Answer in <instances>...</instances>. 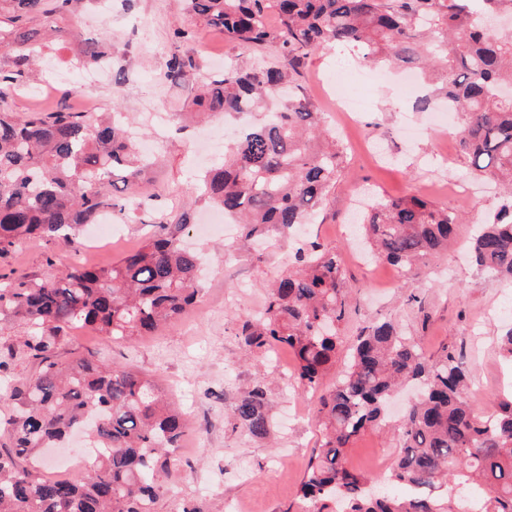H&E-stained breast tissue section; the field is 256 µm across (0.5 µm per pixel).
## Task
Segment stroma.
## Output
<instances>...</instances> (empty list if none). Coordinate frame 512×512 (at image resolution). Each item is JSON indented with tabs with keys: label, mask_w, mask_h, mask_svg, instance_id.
<instances>
[{
	"label": "stroma",
	"mask_w": 512,
	"mask_h": 512,
	"mask_svg": "<svg viewBox=\"0 0 512 512\" xmlns=\"http://www.w3.org/2000/svg\"><path fill=\"white\" fill-rule=\"evenodd\" d=\"M24 25L47 38L39 62L8 87V108L19 115L44 103L86 111V104L68 95L84 76L77 61L103 29H111L106 81L90 87L89 94L98 99L100 111L119 107L139 139L156 140L158 161L136 177L115 179L110 192L127 204L125 215L112 219L118 237L94 241L82 233L72 240L27 241L0 255V278L16 284L42 277L51 266L61 272L79 263L111 265L154 234L159 218L183 214L189 222L183 241L209 266L200 299L181 323L130 343L75 330L59 350L64 362L72 353L91 350L156 376L188 416L182 453L161 479L160 512H181L189 501L198 502L204 512H231L238 500L243 512H282L293 501L320 444L318 396L296 388L294 359L287 349L244 355L237 330L241 320L262 310L265 283L287 268L301 241L315 239L335 251L353 288L351 310L339 331L342 346H349L362 327L391 318L415 337L426 356L446 349L463 355L472 372L470 397L478 412L492 410L499 395L512 391V360L499 349L500 336L512 326V283L477 273L468 256L476 225L498 198L460 153L458 124L435 126L429 113L416 110L420 88L404 93L391 80L354 81L353 58L334 48L312 55L301 82L328 128L343 130L347 157L341 180L319 204L303 235L289 239L267 228L228 262L223 231L201 235L195 229L209 205L199 188L202 173L190 145L212 126L222 125L223 143L211 159L212 165L221 164L224 143L237 136L236 121L217 113L187 125L182 115L193 108L201 76L216 74L213 56L249 58L252 50L225 38L221 29L195 23L175 0H73L61 14L27 15ZM180 26L195 31L179 47L194 67L171 82L163 77L164 57L177 48L171 34ZM325 75L364 98L366 107L355 121H348L326 95ZM410 123L421 129L411 139L403 133ZM412 195L461 214L463 222L447 256L429 259L404 290L391 283L392 265L364 257L351 233L350 203L356 197L365 202ZM260 375L270 381L277 421L267 440L250 438L227 418L237 393ZM401 446L398 431H371L353 443L347 458L357 469L388 470Z\"/></svg>",
	"instance_id": "obj_1"
}]
</instances>
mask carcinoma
Returning <instances> with one entry per match:
<instances>
[{
  "instance_id": "cac0c4a2",
  "label": "carcinoma",
  "mask_w": 512,
  "mask_h": 512,
  "mask_svg": "<svg viewBox=\"0 0 512 512\" xmlns=\"http://www.w3.org/2000/svg\"><path fill=\"white\" fill-rule=\"evenodd\" d=\"M73 0H0V44L16 75L41 52L39 34L21 32L22 16L68 10ZM199 23L247 47L272 45L281 65L228 64L218 79L202 78L196 106L226 116L259 118L209 171L210 204L241 224L245 243L263 229L286 232L306 224L340 181L344 151L322 124L298 78L307 61L334 45L357 50L369 67L415 64L438 73L435 89L461 126L459 146L474 174L505 188L498 207L471 241L477 270L512 281V36L488 31L489 14H512V0H176ZM275 16L277 25L267 18ZM112 57L104 31L88 63ZM193 60L177 52L164 78L180 79ZM142 159L115 120L95 122L66 109L17 116L0 110V254L30 238L75 235L125 205L108 192L118 169L130 176ZM458 214L420 196L380 198L359 221L374 256L413 276L417 264L447 251ZM186 223L159 220V234L109 266L74 265L29 283L0 286V314L25 319L20 352L36 362L32 384L13 385L0 431V512H158L159 478L185 433L183 414L158 382L94 353L57 360L69 331L91 327L132 341L173 324L200 292V260L184 249ZM239 242V243H241ZM239 243L224 245L231 253ZM341 263L315 241L297 248L293 269L268 284L264 311L241 321L249 353L285 346L294 380L320 392L322 443L313 450L296 500L285 512H512V394L489 415L468 396L469 371L453 352L427 358L392 320L361 329L345 369L336 367L338 330L351 304ZM406 385L419 388L395 424L403 445L381 479L352 470V443L383 426L387 408ZM235 427L256 439L273 431L268 382L257 378L230 407ZM90 428L99 455L80 480L52 479L33 462L42 448H61ZM394 482L403 496L368 488Z\"/></svg>"
}]
</instances>
